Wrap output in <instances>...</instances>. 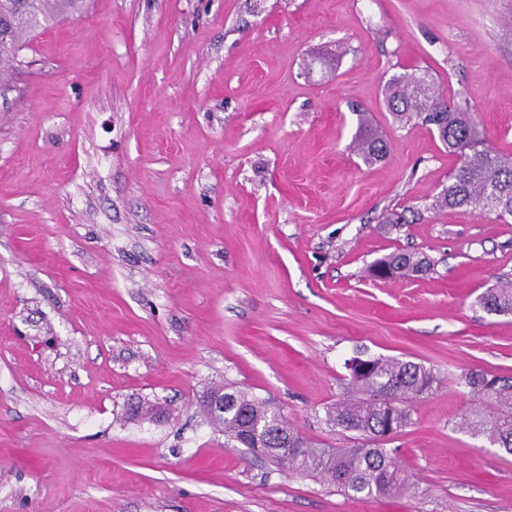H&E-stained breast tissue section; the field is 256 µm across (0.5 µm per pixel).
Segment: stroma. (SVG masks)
Instances as JSON below:
<instances>
[{
  "instance_id": "1",
  "label": "stroma",
  "mask_w": 512,
  "mask_h": 512,
  "mask_svg": "<svg viewBox=\"0 0 512 512\" xmlns=\"http://www.w3.org/2000/svg\"><path fill=\"white\" fill-rule=\"evenodd\" d=\"M501 0H91L0 96V512H512V456L455 423L512 376V217L436 201L456 159L388 112L429 73L512 152ZM326 68L307 70L315 55ZM386 138L364 164L360 119ZM426 274L375 279L396 250ZM438 381L386 443L407 484L353 497L225 440L224 383L302 436L358 353ZM165 408L134 421L129 404ZM376 266L397 271V274L405 273L408 271L426 272L430 269V263L428 262L427 258L405 252H393L370 265L368 268V273L372 277L379 278V276L374 272V268ZM476 304L487 313L512 314V279L499 277L495 285L478 297Z\"/></svg>"
}]
</instances>
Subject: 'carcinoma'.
<instances>
[{"label":"carcinoma","mask_w":512,"mask_h":512,"mask_svg":"<svg viewBox=\"0 0 512 512\" xmlns=\"http://www.w3.org/2000/svg\"><path fill=\"white\" fill-rule=\"evenodd\" d=\"M86 0H0V75L20 67L19 48L41 30L83 12ZM389 112L400 122L415 118L437 133L456 157L448 186L439 206L448 209L480 208L498 217L512 216V155L489 145L475 113L447 98L429 75L403 73L385 85ZM357 154L367 164L383 160L388 143L369 126L360 125L355 136ZM398 273L425 272L427 258L393 252L368 268ZM477 306L486 312L512 314V279L498 278L481 294ZM366 375L349 374L348 395L326 407L327 420L339 432L351 434L359 444L351 448H322L288 426L287 421L249 392L224 385L232 406L211 424L224 437L246 448V431L267 437L271 459L291 473L322 477L353 497H385L399 492L405 480L397 461L383 448L387 430L402 431L411 420L409 402L430 391L437 382L434 372L422 364L394 357H372ZM476 407L465 411L457 427L483 436L492 445L512 454V377L471 372L463 378Z\"/></svg>","instance_id":"obj_1"}]
</instances>
